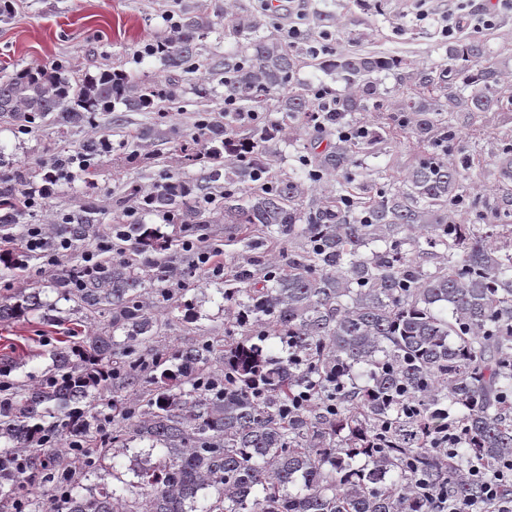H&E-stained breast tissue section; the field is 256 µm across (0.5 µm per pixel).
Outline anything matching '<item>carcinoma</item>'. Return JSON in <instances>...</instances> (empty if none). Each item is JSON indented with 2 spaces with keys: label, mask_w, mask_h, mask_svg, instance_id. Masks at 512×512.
<instances>
[{
  "label": "carcinoma",
  "mask_w": 512,
  "mask_h": 512,
  "mask_svg": "<svg viewBox=\"0 0 512 512\" xmlns=\"http://www.w3.org/2000/svg\"><path fill=\"white\" fill-rule=\"evenodd\" d=\"M171 13L173 34L135 52L159 59L165 79L19 68L0 77V121L18 135L98 123L109 133L118 112L156 113L119 142L120 158L146 166L172 143L197 176L166 171L129 185L126 200L196 232L222 200L248 252L220 289L242 339L153 347L179 321L169 300L189 291L176 272L190 256L137 220L112 225V251L85 268L103 232L91 198L28 249L29 190L51 198L71 159L56 153L47 169L0 150V237L16 244L0 275L45 274L0 300V323L69 325L42 371L0 360V512H438L441 497L478 496L471 464L494 476L512 458V147L492 155L501 188L484 224L464 222L469 155H447L453 117L512 101L509 57L472 36L447 45L448 62L420 65L289 43L268 13L235 2ZM221 25L235 45L204 53ZM305 68L344 90L300 79ZM182 93L219 95L224 108L196 109L181 134L168 117ZM367 112L387 117L371 124ZM287 126L330 136L288 172ZM401 136L415 141L414 163L357 195L362 157ZM107 148L78 142L86 176ZM328 178L334 188L312 196ZM271 242L285 263L267 258ZM450 417L451 457L432 446ZM132 443L162 457L114 486L108 461Z\"/></svg>",
  "instance_id": "1"
}]
</instances>
